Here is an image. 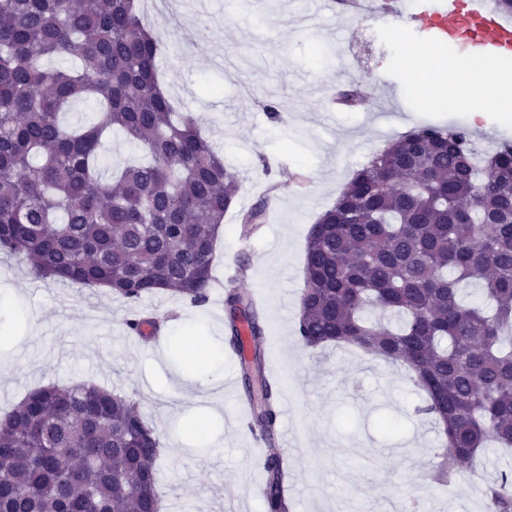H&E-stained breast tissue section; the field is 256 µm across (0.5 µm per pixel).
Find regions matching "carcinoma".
Segmentation results:
<instances>
[{"label": "carcinoma", "instance_id": "obj_1", "mask_svg": "<svg viewBox=\"0 0 512 512\" xmlns=\"http://www.w3.org/2000/svg\"><path fill=\"white\" fill-rule=\"evenodd\" d=\"M164 44L139 0H0V254L37 279L110 288L136 306L168 293L205 307L224 217L241 187L201 119L161 88ZM73 59L74 71L44 67ZM96 119L59 114L83 99ZM146 160L104 176L105 132ZM480 287L483 304L461 297ZM228 344L255 303L224 297ZM297 335L309 349L353 346L402 362L434 420L432 481L451 486L493 446L512 449V144L476 149L464 127L399 136L354 172L309 231ZM252 425L273 441L278 390L263 355L241 361ZM156 431L135 403L90 383L30 391L0 415V512H150L159 506ZM265 512H290L280 457L263 464ZM488 512H512V476L484 489Z\"/></svg>", "mask_w": 512, "mask_h": 512}]
</instances>
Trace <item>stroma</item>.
Listing matches in <instances>:
<instances>
[{"instance_id":"stroma-1","label":"stroma","mask_w":512,"mask_h":512,"mask_svg":"<svg viewBox=\"0 0 512 512\" xmlns=\"http://www.w3.org/2000/svg\"><path fill=\"white\" fill-rule=\"evenodd\" d=\"M309 12L300 17L291 0L273 11L266 0H168L148 17L167 47L160 81L179 109L203 117L243 176L214 274L266 302L265 364L299 379L278 417L289 436L299 420L308 423L307 453L291 470L293 512H402L419 490L429 512H486L482 485L512 470V458L488 450L465 480L438 487L429 474L439 433L416 415L421 397L407 369L352 347L306 348L296 323L309 229L358 168L427 125L465 126L492 151L512 142V112L474 118L453 85L435 90L432 104L413 97L415 70L366 36L402 34L400 15L349 17L316 0ZM349 85L362 102L330 111V99ZM260 205L265 223L243 234V214ZM141 306L163 322L156 340L128 335L127 306L104 289L42 281L0 258V412L41 385L120 391L159 435L163 512H265L263 500L248 495L261 472L226 385L240 368L224 339L223 295L201 309L168 294Z\"/></svg>"}]
</instances>
